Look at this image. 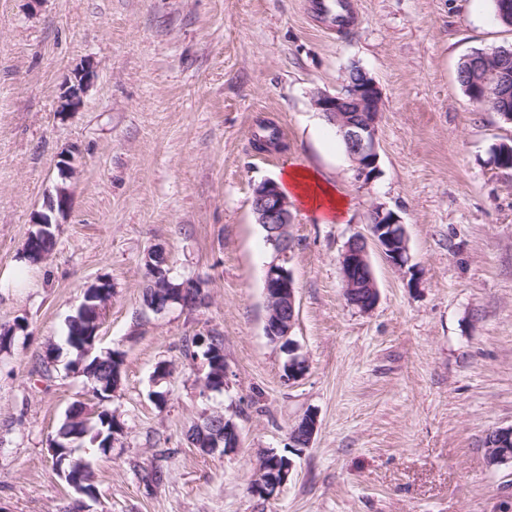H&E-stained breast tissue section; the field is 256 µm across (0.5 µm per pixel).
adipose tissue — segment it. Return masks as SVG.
<instances>
[{
    "label": "adipose tissue",
    "mask_w": 512,
    "mask_h": 512,
    "mask_svg": "<svg viewBox=\"0 0 512 512\" xmlns=\"http://www.w3.org/2000/svg\"><path fill=\"white\" fill-rule=\"evenodd\" d=\"M280 185L289 198L320 214L322 221L338 219L345 213L346 199L313 171L295 168L284 171Z\"/></svg>",
    "instance_id": "obj_1"
}]
</instances>
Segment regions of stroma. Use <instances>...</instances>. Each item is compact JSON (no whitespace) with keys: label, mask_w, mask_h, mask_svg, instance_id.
Masks as SVG:
<instances>
[{"label":"stroma","mask_w":512,"mask_h":512,"mask_svg":"<svg viewBox=\"0 0 512 512\" xmlns=\"http://www.w3.org/2000/svg\"><path fill=\"white\" fill-rule=\"evenodd\" d=\"M304 2L0 0V328L27 324L0 353V512H63L76 498L50 443L74 401L96 399L59 338L100 278L114 295L99 345L125 354L110 402L124 434L92 456L85 512H512V463L489 465L484 451L512 425V170L490 154L512 143V123L457 78L472 51L512 48V27L493 0H353L354 29L330 38ZM87 64L82 108L59 117L63 81ZM353 64L383 95L366 183L312 103ZM273 122L285 147L259 150L254 133ZM70 147L71 209L49 259L24 264L31 216ZM291 168L348 203L330 224L292 207L291 338L305 361L293 380L265 334L275 253L251 210L255 185ZM378 205L401 217L409 260L401 270L370 250L379 300L363 314L344 298L339 259ZM157 245L173 278L204 280V305L144 307ZM210 332L224 338L229 382L204 397L183 345ZM162 361L173 373L157 383ZM212 410L237 423L234 453L188 441ZM309 413L310 446L291 447ZM270 451L294 468L259 498L249 487ZM154 466L167 473L158 486L141 478Z\"/></svg>","instance_id":"1"}]
</instances>
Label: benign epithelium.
I'll use <instances>...</instances> for the list:
<instances>
[{
    "mask_svg": "<svg viewBox=\"0 0 512 512\" xmlns=\"http://www.w3.org/2000/svg\"><path fill=\"white\" fill-rule=\"evenodd\" d=\"M512 55L493 65H486L479 72V79L469 90L470 100L483 106L489 99L506 101L512 98V72L509 68ZM95 71L87 66L76 70L66 78L57 100L56 112L60 115L76 112L94 81ZM379 85L369 75L360 80L345 75L340 90L334 94L318 92L313 97L314 107L326 120L336 126L347 144L348 154L354 163L356 179L370 180L378 162V123L382 109ZM77 150H66L59 154L57 167L67 179L77 172L75 166ZM70 208V189L65 184L55 187V194L47 197L46 211L36 215L35 223L52 224V216L64 215ZM252 212L257 223L267 229L274 246L275 258L267 266L265 275L266 324L265 333L274 342H287L296 320V293L290 271L284 266L291 250L288 233L293 216L288 198L281 194L278 183L272 179L261 182L253 191ZM402 224L394 211L379 205L369 218L368 234H359L347 243L340 256L343 292L347 302L359 312H371L379 299V291L369 258V245H374L393 266L403 269L408 263V246L404 233L394 231ZM214 424L224 426V452L229 453L240 446L241 437L233 417L221 413L203 414ZM316 417L304 415L292 427L289 439L292 447L306 448L316 432ZM512 446V427L498 428L486 438V448L495 464L507 463L512 456L506 448ZM292 469L288 462L283 467H271L260 463L252 484V492L258 497H271L287 481Z\"/></svg>",
    "mask_w": 512,
    "mask_h": 512,
    "instance_id": "7a95c632",
    "label": "benign epithelium"
}]
</instances>
